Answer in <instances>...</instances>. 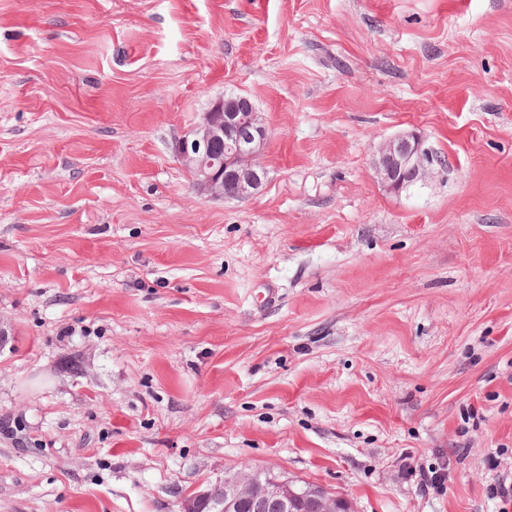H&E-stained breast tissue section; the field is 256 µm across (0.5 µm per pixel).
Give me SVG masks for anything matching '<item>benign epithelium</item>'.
<instances>
[{"mask_svg": "<svg viewBox=\"0 0 512 512\" xmlns=\"http://www.w3.org/2000/svg\"><path fill=\"white\" fill-rule=\"evenodd\" d=\"M269 130L245 96L211 100L200 121L172 145L191 172L197 189L213 199L242 201L264 184L267 171L258 157ZM374 169L393 193L426 182L443 170L441 157L415 131L388 139ZM181 512H352L350 501L323 487L268 471L240 469L181 502Z\"/></svg>", "mask_w": 512, "mask_h": 512, "instance_id": "obj_1", "label": "benign epithelium"}]
</instances>
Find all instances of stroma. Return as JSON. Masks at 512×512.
I'll return each mask as SVG.
<instances>
[{"mask_svg": "<svg viewBox=\"0 0 512 512\" xmlns=\"http://www.w3.org/2000/svg\"><path fill=\"white\" fill-rule=\"evenodd\" d=\"M230 94L239 202L171 152ZM0 323V512H512V0H0ZM268 138L269 130L249 98L220 96L211 100L188 133L175 140L172 152L191 172L200 192L212 199L242 201L267 178L258 157ZM443 167L441 157L415 131L388 139L378 149L374 160L381 182L397 194L411 185L435 178ZM181 512H352L350 501L323 487L268 471L240 469L181 502Z\"/></svg>", "mask_w": 512, "mask_h": 512, "instance_id": "obj_1", "label": "stroma"}]
</instances>
